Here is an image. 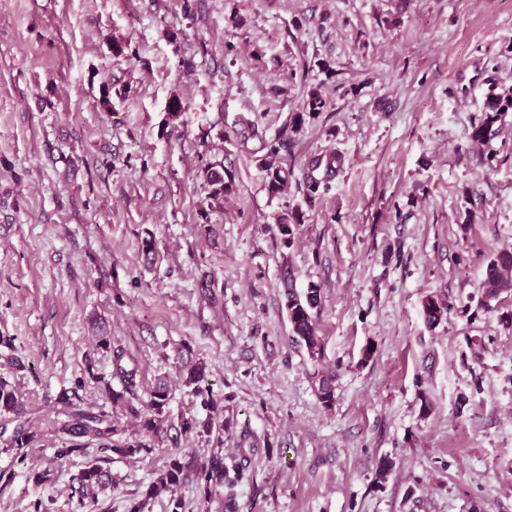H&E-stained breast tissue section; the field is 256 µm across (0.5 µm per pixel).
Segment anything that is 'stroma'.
Listing matches in <instances>:
<instances>
[{
    "label": "stroma",
    "mask_w": 512,
    "mask_h": 512,
    "mask_svg": "<svg viewBox=\"0 0 512 512\" xmlns=\"http://www.w3.org/2000/svg\"><path fill=\"white\" fill-rule=\"evenodd\" d=\"M492 80L512 88V0H0V336L32 368L19 386L72 387L98 317L143 387L167 377L173 411L194 407L178 350L207 362L224 457L248 459L239 512H512V294L479 304L484 264L512 248V111L468 139ZM315 88L327 108L271 196L237 120L274 137ZM331 153L341 169L307 195ZM215 161L235 174L216 203ZM285 265L321 289L328 407L291 341ZM431 296L450 305L433 328ZM54 442L19 467L0 454V512H70L86 459L55 465ZM165 461L113 457L94 512H127ZM302 217L296 210H285L279 216L276 227L281 241L285 246H288L294 241V236L297 231V226L301 225Z\"/></svg>",
    "instance_id": "1"
}]
</instances>
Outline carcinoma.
<instances>
[{"mask_svg": "<svg viewBox=\"0 0 512 512\" xmlns=\"http://www.w3.org/2000/svg\"><path fill=\"white\" fill-rule=\"evenodd\" d=\"M326 108V99L318 89L308 94V99L300 112L290 116L288 125L271 140L259 132L253 120L243 116L237 120L236 134L243 139L256 138L265 154L261 158L266 172L267 187L271 194L286 191L292 170L283 163L280 150L292 141L291 134L298 132L306 119L316 117ZM512 110V93L501 95L489 88L485 98V112L471 126L469 139L486 144L495 135L492 129L503 112ZM235 180L233 172L219 168L215 164L206 167V181L210 197L219 200L229 190ZM302 217L295 211H284L279 216L276 227L281 241L289 245L294 241L297 226ZM282 283L285 297V310L291 330V340L307 351L316 360H323L322 342L317 336V311L320 303V288L310 285L299 292L294 287L288 271H283ZM482 296L480 304L492 307V302L500 295L512 292V250L502 249L492 254L483 270ZM448 310L441 303L430 298L423 306L425 320L434 325L443 312ZM96 348L109 351L112 370L101 371L94 353L85 354L83 376L77 378L74 386L57 393L55 397L44 396V405H51L57 415L52 421L53 432L58 440L53 448L54 459L63 462L72 456H95L85 467L71 477L72 512H92L95 496L112 482V475L104 464L112 456L141 459L151 455L167 443L171 449L167 461L159 470L155 480L145 490L133 496L130 512H149V504L155 498L168 497V512H185V503L178 495V489L190 481L207 503L212 496H224V512H238L233 489L246 479V472L240 465L224 464V398L215 394L207 383L206 363L195 360L185 361L181 369V383L206 411L201 418L191 412L173 414L170 403L173 399L168 383L158 379L153 388L141 397L139 391V369L135 360L127 356L122 346L111 344L107 336L98 337ZM99 384L105 405L94 409L81 402L78 390L85 379ZM118 382L115 389L112 382ZM43 405H35L31 399L23 397L19 387L0 376V454L11 456L13 463L21 465L27 458L26 449L32 448L43 439L41 415ZM131 417V422L121 421L122 415ZM201 438L211 444L212 451L207 456L186 453L178 448L181 440Z\"/></svg>", "mask_w": 512, "mask_h": 512, "instance_id": "obj_1", "label": "carcinoma"}]
</instances>
